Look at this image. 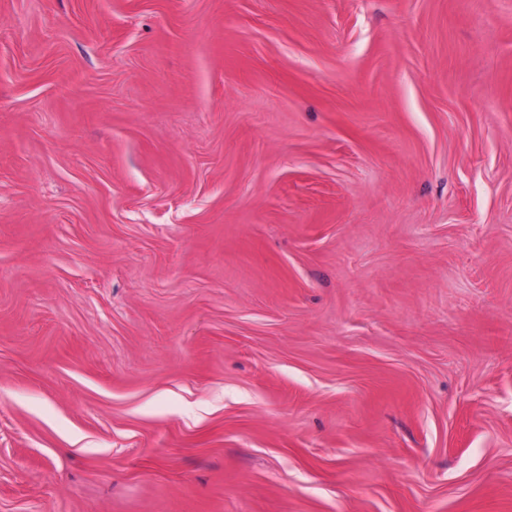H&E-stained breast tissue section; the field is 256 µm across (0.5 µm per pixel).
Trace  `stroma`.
<instances>
[{"instance_id": "35a3bbf8", "label": "stroma", "mask_w": 512, "mask_h": 512, "mask_svg": "<svg viewBox=\"0 0 512 512\" xmlns=\"http://www.w3.org/2000/svg\"><path fill=\"white\" fill-rule=\"evenodd\" d=\"M0 512H512V0H0Z\"/></svg>"}]
</instances>
